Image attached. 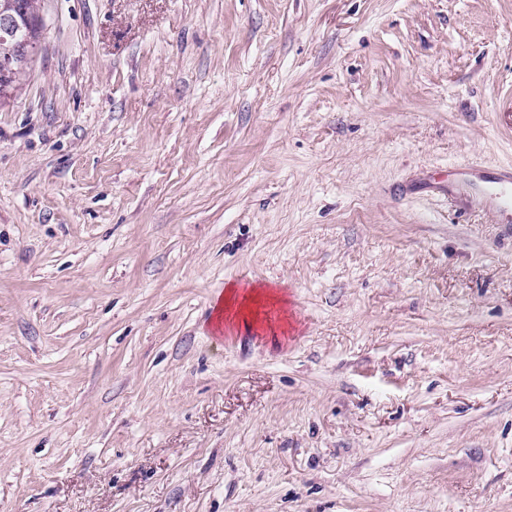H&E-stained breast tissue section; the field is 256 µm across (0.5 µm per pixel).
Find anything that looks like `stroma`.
<instances>
[{
	"label": "stroma",
	"instance_id": "obj_1",
	"mask_svg": "<svg viewBox=\"0 0 512 512\" xmlns=\"http://www.w3.org/2000/svg\"><path fill=\"white\" fill-rule=\"evenodd\" d=\"M44 4L0 512H512V240L434 185L512 163V0ZM234 288L235 287L233 286L228 288L223 299L216 308V315L214 317H217L218 323L216 327L219 330L221 329V322L223 326L227 324L231 327L238 321L243 301L250 299L253 296L261 295L259 291L256 292L255 290H251L248 294L243 295V300L240 301L239 295Z\"/></svg>",
	"mask_w": 512,
	"mask_h": 512
}]
</instances>
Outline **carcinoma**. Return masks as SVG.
Wrapping results in <instances>:
<instances>
[{"label":"carcinoma","instance_id":"carcinoma-1","mask_svg":"<svg viewBox=\"0 0 512 512\" xmlns=\"http://www.w3.org/2000/svg\"><path fill=\"white\" fill-rule=\"evenodd\" d=\"M17 25L13 35L0 39V93L7 98L18 90L31 69L32 57L25 55L24 40H39L42 0H14Z\"/></svg>","mask_w":512,"mask_h":512}]
</instances>
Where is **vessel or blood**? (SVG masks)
Instances as JSON below:
<instances>
[{"mask_svg": "<svg viewBox=\"0 0 512 512\" xmlns=\"http://www.w3.org/2000/svg\"><path fill=\"white\" fill-rule=\"evenodd\" d=\"M441 183L458 208L485 211L512 238V164L486 168L470 163L443 176Z\"/></svg>", "mask_w": 512, "mask_h": 512, "instance_id": "b4317fda", "label": "vessel or blood"}]
</instances>
